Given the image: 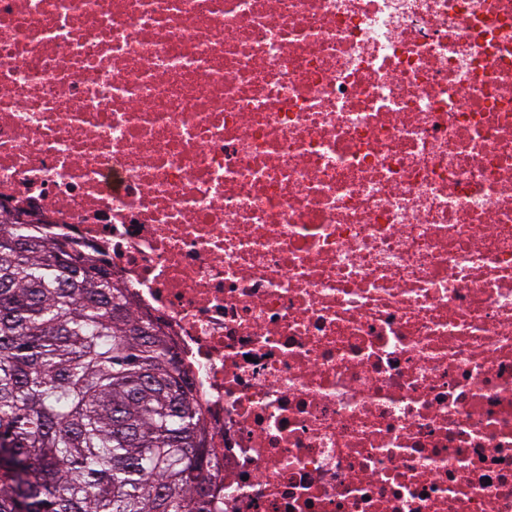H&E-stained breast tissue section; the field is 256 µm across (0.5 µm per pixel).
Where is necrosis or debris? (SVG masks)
I'll list each match as a JSON object with an SVG mask.
<instances>
[{"mask_svg":"<svg viewBox=\"0 0 512 512\" xmlns=\"http://www.w3.org/2000/svg\"><path fill=\"white\" fill-rule=\"evenodd\" d=\"M172 340L210 512H512V0H0V229Z\"/></svg>","mask_w":512,"mask_h":512,"instance_id":"obj_1","label":"necrosis or debris"}]
</instances>
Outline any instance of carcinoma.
I'll return each instance as SVG.
<instances>
[{
  "label": "carcinoma",
  "instance_id": "obj_1",
  "mask_svg": "<svg viewBox=\"0 0 512 512\" xmlns=\"http://www.w3.org/2000/svg\"><path fill=\"white\" fill-rule=\"evenodd\" d=\"M214 449L177 354L104 259L0 235V512H207Z\"/></svg>",
  "mask_w": 512,
  "mask_h": 512
}]
</instances>
